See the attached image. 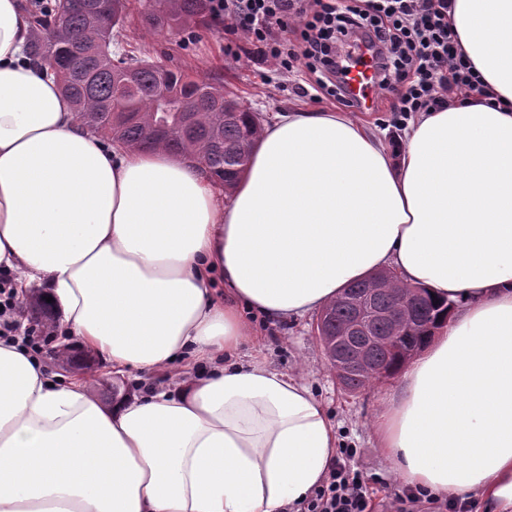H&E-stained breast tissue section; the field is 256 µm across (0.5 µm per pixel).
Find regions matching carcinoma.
<instances>
[{
    "label": "carcinoma",
    "instance_id": "carcinoma-1",
    "mask_svg": "<svg viewBox=\"0 0 512 512\" xmlns=\"http://www.w3.org/2000/svg\"><path fill=\"white\" fill-rule=\"evenodd\" d=\"M143 25L158 36L177 34L190 23L204 24L209 0H136ZM131 0H29L30 60L59 79L77 118L90 131L132 148L162 147L174 155L194 154L228 189L242 174L237 158L251 153L259 118L221 84L192 77L129 51L121 45ZM130 82L132 93H119ZM370 280L349 283V300L326 308L318 334L332 336L355 315L352 300L366 294ZM447 311L428 292L414 300L404 343L420 349L428 327Z\"/></svg>",
    "mask_w": 512,
    "mask_h": 512
}]
</instances>
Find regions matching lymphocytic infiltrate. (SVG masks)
Returning <instances> with one entry per match:
<instances>
[{
    "label": "lymphocytic infiltrate",
    "instance_id": "obj_1",
    "mask_svg": "<svg viewBox=\"0 0 512 512\" xmlns=\"http://www.w3.org/2000/svg\"><path fill=\"white\" fill-rule=\"evenodd\" d=\"M210 10L214 18L230 20L278 74L309 76L314 90L341 102L351 60L360 45H370L379 93L391 96L399 130L412 114L447 107L478 89L448 24V0H210ZM290 30L298 33V43L284 39ZM22 307L12 273L0 269V336L20 337L22 346L40 350L50 328H22ZM356 454L341 449L326 481L299 512H373L364 476L353 467ZM393 512H472V504L404 487L393 499Z\"/></svg>",
    "mask_w": 512,
    "mask_h": 512
}]
</instances>
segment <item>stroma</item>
<instances>
[{"instance_id":"stroma-1","label":"stroma","mask_w":512,"mask_h":512,"mask_svg":"<svg viewBox=\"0 0 512 512\" xmlns=\"http://www.w3.org/2000/svg\"><path fill=\"white\" fill-rule=\"evenodd\" d=\"M123 47L170 68L223 84L250 111L257 113L264 124L271 122L277 113L290 109L338 111L342 108L341 103L333 99L301 97L294 90L282 89L280 75L272 73L270 67L257 58L252 45L226 23L215 19L204 26H187L177 35L164 38L148 33L138 12L133 10L126 20ZM316 320V314L310 313L269 329L263 352L279 369L301 376L314 396L324 403L336 425L342 447L357 451L355 462L373 492L375 512H383L390 494L403 485L401 477L391 470L377 447L371 428L388 381L383 378L357 391L346 390L326 361L315 332ZM62 339V332H55L41 353L49 372L89 380L91 393L105 404L112 400L113 389L127 394L140 390V382L112 375L81 348H71L67 356H59Z\"/></svg>"}]
</instances>
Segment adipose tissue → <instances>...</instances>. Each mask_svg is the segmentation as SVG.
I'll return each mask as SVG.
<instances>
[{"label": "adipose tissue", "instance_id": "ef3b65f1", "mask_svg": "<svg viewBox=\"0 0 512 512\" xmlns=\"http://www.w3.org/2000/svg\"><path fill=\"white\" fill-rule=\"evenodd\" d=\"M451 4L482 93L421 113L397 157L344 113L289 111L227 191L194 158L87 131L0 0V268L143 384L106 405L0 337V512L305 499L336 426L243 313L281 324L384 269L454 306L385 389L377 446L412 488L512 512V0Z\"/></svg>", "mask_w": 512, "mask_h": 512}]
</instances>
